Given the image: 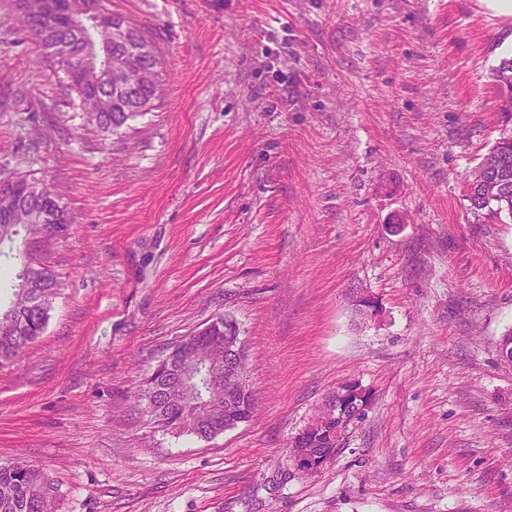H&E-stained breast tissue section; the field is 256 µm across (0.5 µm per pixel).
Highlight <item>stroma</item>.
Masks as SVG:
<instances>
[{"instance_id":"stroma-1","label":"stroma","mask_w":512,"mask_h":512,"mask_svg":"<svg viewBox=\"0 0 512 512\" xmlns=\"http://www.w3.org/2000/svg\"><path fill=\"white\" fill-rule=\"evenodd\" d=\"M156 46L154 108L101 141L0 0V177L61 193L62 283L0 367V462L56 512H512V223L465 181L499 136L512 16L482 0H112ZM381 316L359 324L351 287ZM221 314L254 417L209 439L135 404ZM372 392L320 470L289 446L346 382Z\"/></svg>"}]
</instances>
